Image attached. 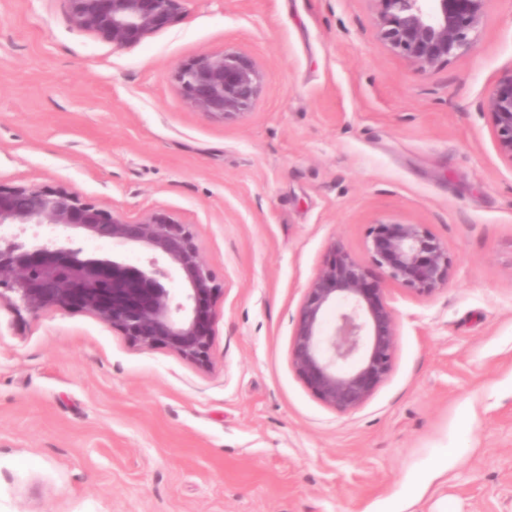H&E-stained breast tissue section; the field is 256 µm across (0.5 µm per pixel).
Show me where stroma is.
<instances>
[{
    "label": "stroma",
    "mask_w": 512,
    "mask_h": 512,
    "mask_svg": "<svg viewBox=\"0 0 512 512\" xmlns=\"http://www.w3.org/2000/svg\"><path fill=\"white\" fill-rule=\"evenodd\" d=\"M227 50L265 74L229 123L176 80ZM511 67L512 0L430 70L373 0H187L124 49L67 0H0V183L187 225L220 289L206 369L0 305V512H512V163L479 108ZM379 223L426 225L453 277L388 286L392 371L341 414L291 339L330 243L366 259Z\"/></svg>",
    "instance_id": "1"
}]
</instances>
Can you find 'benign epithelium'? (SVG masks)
I'll return each instance as SVG.
<instances>
[{
    "instance_id": "1",
    "label": "benign epithelium",
    "mask_w": 512,
    "mask_h": 512,
    "mask_svg": "<svg viewBox=\"0 0 512 512\" xmlns=\"http://www.w3.org/2000/svg\"><path fill=\"white\" fill-rule=\"evenodd\" d=\"M186 0H68L71 22L114 48L133 46L178 23ZM382 42L422 69L471 50L489 0H373ZM183 95L196 112L225 122L246 114L259 97L264 73L248 54H206L179 68ZM499 153L512 162V68L483 100ZM46 228L32 241L27 226ZM134 245L151 254L149 267L109 258L75 240ZM368 261L336 242L306 288L291 342L294 370L326 406L347 414L361 408L388 378L397 318L385 286L420 296L448 286V248L423 224L373 226ZM177 280L182 300L163 280ZM219 288L201 261L188 228L153 215L126 221L78 192L0 184V302L37 313L79 310L142 347L162 345L204 367L210 362L214 302ZM336 319L326 330V314Z\"/></svg>"
}]
</instances>
